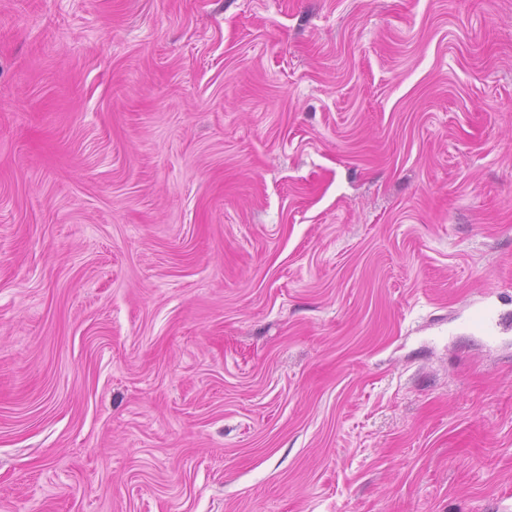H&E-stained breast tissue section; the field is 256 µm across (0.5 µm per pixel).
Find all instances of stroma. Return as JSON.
Wrapping results in <instances>:
<instances>
[{
  "label": "stroma",
  "mask_w": 512,
  "mask_h": 512,
  "mask_svg": "<svg viewBox=\"0 0 512 512\" xmlns=\"http://www.w3.org/2000/svg\"><path fill=\"white\" fill-rule=\"evenodd\" d=\"M0 512H512V0H0Z\"/></svg>",
  "instance_id": "1"
}]
</instances>
